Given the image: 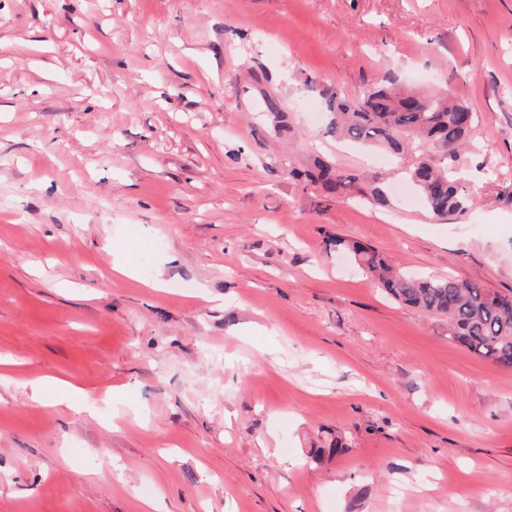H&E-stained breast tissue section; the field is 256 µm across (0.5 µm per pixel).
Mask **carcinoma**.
I'll return each mask as SVG.
<instances>
[{"mask_svg": "<svg viewBox=\"0 0 512 512\" xmlns=\"http://www.w3.org/2000/svg\"><path fill=\"white\" fill-rule=\"evenodd\" d=\"M332 114L328 133L396 155H416L409 170L424 203L437 215L463 213L472 206L444 161L470 139L476 114L453 96L401 91L377 84L360 98L336 91L327 99ZM314 179L330 194L357 191L385 202L378 175H342L325 163ZM337 249L350 254L366 275L394 301L448 321V337L469 352L512 368V291H492L474 281L417 277L400 272L379 251L336 237Z\"/></svg>", "mask_w": 512, "mask_h": 512, "instance_id": "cac0c4a2", "label": "carcinoma"}]
</instances>
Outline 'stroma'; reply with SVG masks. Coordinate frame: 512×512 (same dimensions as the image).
Segmentation results:
<instances>
[{
    "label": "stroma",
    "instance_id": "obj_1",
    "mask_svg": "<svg viewBox=\"0 0 512 512\" xmlns=\"http://www.w3.org/2000/svg\"><path fill=\"white\" fill-rule=\"evenodd\" d=\"M387 78L476 112L464 215L328 134ZM337 236L512 289V0H0V512H512V368ZM315 181L321 182L323 188L330 194H341L343 192L357 191L364 196L370 195L373 199L385 203L383 192L377 185L378 175H370L364 178V182L355 175H342L334 172L331 167L325 163L318 165V175L308 174ZM363 183L362 186H359Z\"/></svg>",
    "mask_w": 512,
    "mask_h": 512
}]
</instances>
